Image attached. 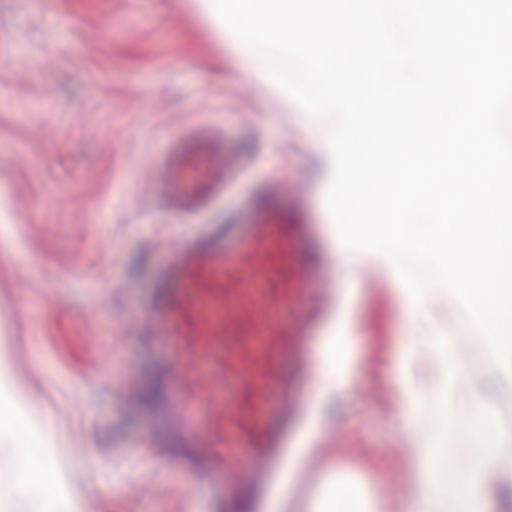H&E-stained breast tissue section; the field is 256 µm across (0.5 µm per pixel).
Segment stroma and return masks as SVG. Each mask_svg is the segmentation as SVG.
I'll return each instance as SVG.
<instances>
[{"label": "stroma", "instance_id": "35a3bbf8", "mask_svg": "<svg viewBox=\"0 0 512 512\" xmlns=\"http://www.w3.org/2000/svg\"><path fill=\"white\" fill-rule=\"evenodd\" d=\"M199 123L233 134L252 203L267 204L274 176L302 188L306 221L323 230L294 243L301 266L338 264L331 178L312 164L328 119L242 71L201 0H0V397H24L0 420V512H32L11 494L15 469L47 474L56 448V512L77 491L82 512H268L280 474L228 485L198 449L161 433L181 373L142 296L165 248L201 224L238 221L239 193L196 223L146 190L152 160ZM362 260L343 311L362 335L337 342L335 309L313 310L302 289L271 323L309 319L307 355L322 368L339 355L345 383L322 407L317 445L328 479L375 496L408 479V405L433 416L432 393L457 409L462 385L412 360L394 261Z\"/></svg>", "mask_w": 512, "mask_h": 512}]
</instances>
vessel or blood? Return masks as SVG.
Wrapping results in <instances>:
<instances>
[{
	"label": "vessel or blood",
	"mask_w": 512,
	"mask_h": 512,
	"mask_svg": "<svg viewBox=\"0 0 512 512\" xmlns=\"http://www.w3.org/2000/svg\"><path fill=\"white\" fill-rule=\"evenodd\" d=\"M242 171L231 141L203 130L170 144L154 167V187L182 215L193 216L223 195ZM268 195L269 204L246 208L243 225H204L194 239L167 252L156 274L158 290L146 296L151 324L168 329L173 356L186 370L167 407L172 424L192 447L221 462L225 438L247 436L259 481L279 459L289 414L303 410L288 393L281 358L291 346L290 335H304L305 327L272 329L266 311L287 301L294 286L328 288L333 280L332 273L297 265L288 238L303 225L279 207L287 195L280 184L271 185ZM201 356L211 365L209 374L195 370ZM228 380L252 387L273 416L264 417L257 407L247 426L229 419L216 397ZM204 394L213 397L212 414L208 430L201 432L192 403Z\"/></svg>",
	"instance_id": "obj_1"
}]
</instances>
